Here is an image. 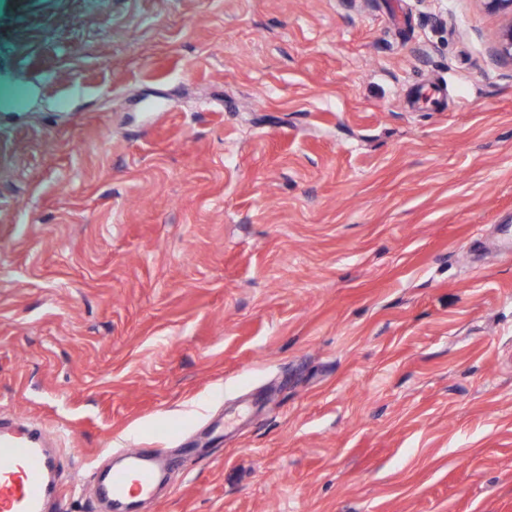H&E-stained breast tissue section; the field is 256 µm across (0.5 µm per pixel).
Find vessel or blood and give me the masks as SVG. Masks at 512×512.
<instances>
[{
	"instance_id": "b4317fda",
	"label": "vessel or blood",
	"mask_w": 512,
	"mask_h": 512,
	"mask_svg": "<svg viewBox=\"0 0 512 512\" xmlns=\"http://www.w3.org/2000/svg\"><path fill=\"white\" fill-rule=\"evenodd\" d=\"M124 466L93 474L99 497L119 506L152 496L157 472L169 461L159 454L123 449ZM57 462L42 429L0 432V512H48L49 502H61L64 492L55 479Z\"/></svg>"
}]
</instances>
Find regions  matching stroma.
Masks as SVG:
<instances>
[{
	"mask_svg": "<svg viewBox=\"0 0 512 512\" xmlns=\"http://www.w3.org/2000/svg\"><path fill=\"white\" fill-rule=\"evenodd\" d=\"M480 0H0V417L139 512H512V65ZM162 450L156 448L152 455L140 449L123 448L124 466L104 476L94 470L92 481L98 496L122 507L130 500L153 496L157 470L169 465L168 459L161 455Z\"/></svg>",
	"mask_w": 512,
	"mask_h": 512,
	"instance_id": "35a3bbf8",
	"label": "stroma"
}]
</instances>
